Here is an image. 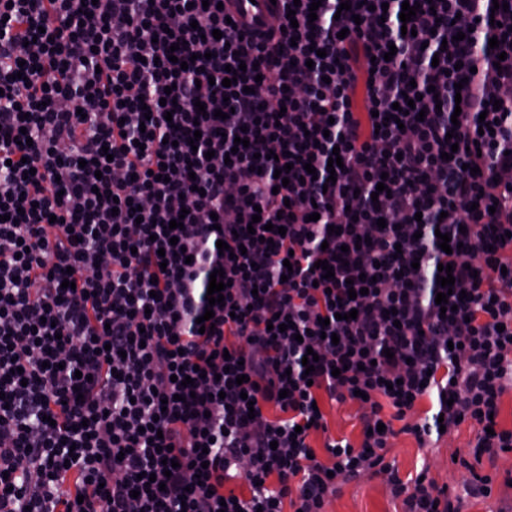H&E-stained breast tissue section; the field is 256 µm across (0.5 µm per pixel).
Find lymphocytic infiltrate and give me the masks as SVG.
I'll return each mask as SVG.
<instances>
[{"mask_svg":"<svg viewBox=\"0 0 512 512\" xmlns=\"http://www.w3.org/2000/svg\"><path fill=\"white\" fill-rule=\"evenodd\" d=\"M341 2L243 34L219 0H0V512H326L364 475L457 512L390 438L512 448V0H419L412 35ZM358 391L359 444L327 437L314 403Z\"/></svg>","mask_w":512,"mask_h":512,"instance_id":"f902f5d3","label":"lymphocytic infiltrate"}]
</instances>
